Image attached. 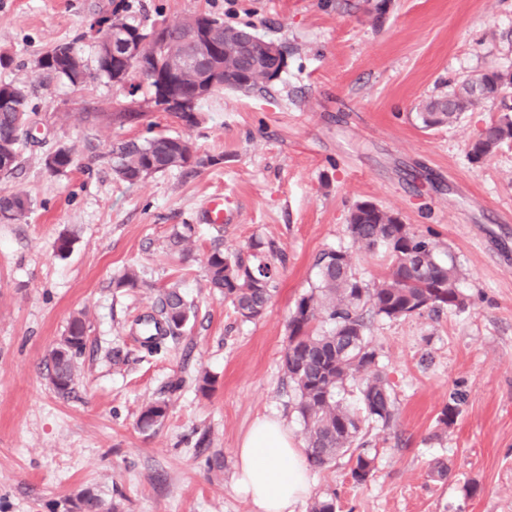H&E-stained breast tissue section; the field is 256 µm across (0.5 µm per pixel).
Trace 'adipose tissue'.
<instances>
[{
    "label": "adipose tissue",
    "instance_id": "ef3b65f1",
    "mask_svg": "<svg viewBox=\"0 0 512 512\" xmlns=\"http://www.w3.org/2000/svg\"><path fill=\"white\" fill-rule=\"evenodd\" d=\"M236 471V491L252 512H294L311 491L303 453L277 418L254 422L237 450Z\"/></svg>",
    "mask_w": 512,
    "mask_h": 512
}]
</instances>
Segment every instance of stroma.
<instances>
[{"instance_id": "stroma-1", "label": "stroma", "mask_w": 512, "mask_h": 512, "mask_svg": "<svg viewBox=\"0 0 512 512\" xmlns=\"http://www.w3.org/2000/svg\"><path fill=\"white\" fill-rule=\"evenodd\" d=\"M128 21L173 24L196 13L249 25L288 48L267 88L220 91L185 128L152 102L147 84L91 75L80 87L37 72L36 59L75 42L93 64L97 20L113 0H0V82L28 93L30 137L0 193L32 200L22 221L0 223V512H76L88 492L115 512H250L234 490L241 439L262 416L283 419L305 448L296 394L281 367L288 320L317 281L315 256L341 249L366 284L385 275L383 253L347 230L368 201L432 235L461 271L463 312L378 318L367 336L392 385L396 423L367 435L376 470L355 483L347 458L311 469L309 498L332 493L336 512H512V140L481 161L468 143L501 115L485 101L452 125L423 127L422 103L487 68L512 71V0H390L381 19L367 0H126ZM136 109L124 125L110 113ZM189 139L203 158L136 184L112 170L113 143L156 135ZM73 149L63 172L49 152ZM224 198L230 222L206 224ZM189 231L186 252L174 233ZM69 237V252L56 249ZM273 245L274 292L244 321L209 287L213 249L250 256ZM139 271L135 288L114 278ZM179 285L195 305L180 336L149 351L137 323ZM87 326L73 389L59 397L46 359L73 317ZM212 386L201 392L197 379ZM454 424L438 415L452 393ZM170 410L141 431L143 408ZM448 465L447 480L431 470Z\"/></svg>"}]
</instances>
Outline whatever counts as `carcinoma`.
I'll use <instances>...</instances> for the list:
<instances>
[{"instance_id": "carcinoma-1", "label": "carcinoma", "mask_w": 512, "mask_h": 512, "mask_svg": "<svg viewBox=\"0 0 512 512\" xmlns=\"http://www.w3.org/2000/svg\"><path fill=\"white\" fill-rule=\"evenodd\" d=\"M195 13L184 20L166 25L171 41L148 42L142 61L126 68V63L110 53L96 50L98 75L121 82L127 78H145L157 88L160 82L157 63L180 65L181 82L176 91L193 101L190 115L178 119L191 127L198 123L196 109L204 99L200 88L202 72L191 53L181 45ZM215 25V52L224 64L219 90L248 93L272 82L270 64L263 56L261 40L249 26L235 27L206 14ZM155 25L134 24L116 8L112 17L99 25L100 40L112 42L121 35L137 32L148 37ZM35 68L55 75L71 85L84 82L87 72L73 43L64 42L35 61ZM512 72L490 67L470 80L459 92L427 102L417 113L424 127L451 125L474 109L480 100H493L508 86ZM30 113L26 94L13 83H0V160H8L10 174L18 165L21 148L27 142ZM506 140H512V115L504 114L487 124L469 144L468 154L480 161ZM74 163L71 150L59 148L47 158V166L61 172ZM204 164L189 140L157 135L142 141H122L112 145V166L120 180L135 184L141 179L171 168ZM32 206L27 193L13 191L0 195V221L24 219ZM348 232L359 248L367 252L383 251L390 259L388 272L374 286L366 285L353 271L347 252H322L315 266L318 285L295 303L288 322V344L283 356L284 375L296 393V410L304 424L307 457L314 468H323L337 457L349 456L354 482L364 483L374 473L376 454L361 440L362 430L370 424L390 426L397 416V400L385 376L377 369V353L366 336L371 319H405L425 311L445 308L462 312L465 297L458 288L460 273L453 260L439 257L436 244L426 235L412 230L399 217L369 202L357 204L351 211ZM210 287L224 295L234 312L244 321L260 317L272 297L273 273L268 263H250L240 256L215 250L207 258ZM191 305L183 293L172 286L162 293L160 318L147 317L140 325L154 322L163 327V335L178 336L189 320ZM86 326L74 318L61 337L58 347L47 358V376L61 396L71 393L75 377V359L85 349ZM360 382L361 412H356L337 394L346 381ZM166 401H155L142 410L138 427L150 430L168 416Z\"/></svg>"}]
</instances>
